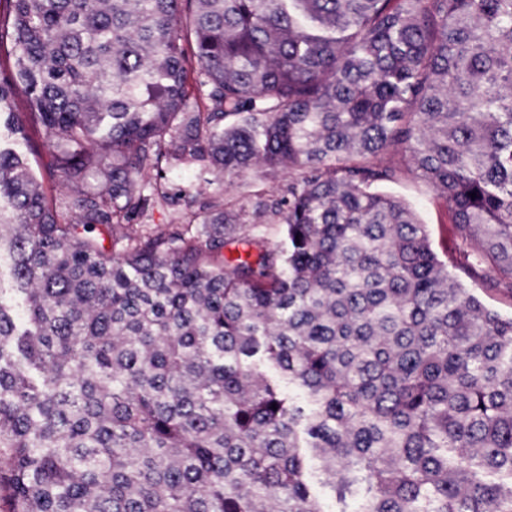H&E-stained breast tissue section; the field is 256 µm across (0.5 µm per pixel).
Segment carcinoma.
I'll use <instances>...</instances> for the list:
<instances>
[{
	"label": "carcinoma",
	"mask_w": 512,
	"mask_h": 512,
	"mask_svg": "<svg viewBox=\"0 0 512 512\" xmlns=\"http://www.w3.org/2000/svg\"><path fill=\"white\" fill-rule=\"evenodd\" d=\"M4 2L0 124L101 178L63 223L0 142L10 512H512V316L378 190L403 154L512 282V0ZM184 165L288 196L243 224Z\"/></svg>",
	"instance_id": "carcinoma-1"
}]
</instances>
